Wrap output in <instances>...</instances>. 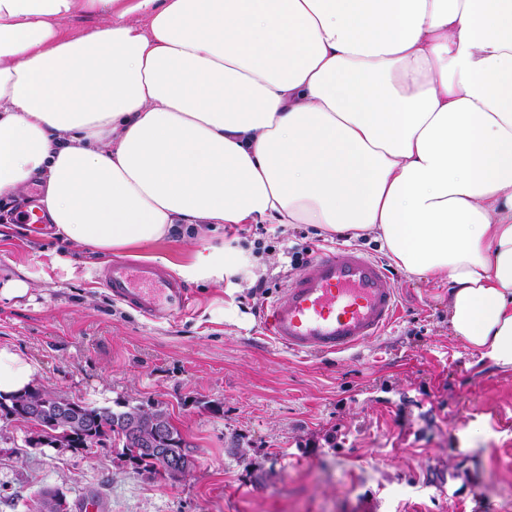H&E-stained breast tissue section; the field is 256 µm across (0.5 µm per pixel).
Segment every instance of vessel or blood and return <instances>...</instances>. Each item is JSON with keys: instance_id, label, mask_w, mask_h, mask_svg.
Returning <instances> with one entry per match:
<instances>
[{"instance_id": "obj_1", "label": "vessel or blood", "mask_w": 512, "mask_h": 512, "mask_svg": "<svg viewBox=\"0 0 512 512\" xmlns=\"http://www.w3.org/2000/svg\"><path fill=\"white\" fill-rule=\"evenodd\" d=\"M113 298L163 321L189 300L184 284L152 263L118 261L99 274ZM399 314L397 290L384 264L353 247L322 252L273 302L271 335L296 353L335 355L384 332Z\"/></svg>"}]
</instances>
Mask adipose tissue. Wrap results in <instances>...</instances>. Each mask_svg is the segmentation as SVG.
<instances>
[{
  "instance_id": "adipose-tissue-1",
  "label": "adipose tissue",
  "mask_w": 512,
  "mask_h": 512,
  "mask_svg": "<svg viewBox=\"0 0 512 512\" xmlns=\"http://www.w3.org/2000/svg\"><path fill=\"white\" fill-rule=\"evenodd\" d=\"M102 24L77 38L76 13ZM105 256L195 224H313L446 277L512 367V0H0V197ZM253 248L191 281L252 283ZM35 366L0 348V395Z\"/></svg>"
}]
</instances>
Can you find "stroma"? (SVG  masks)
I'll return each instance as SVG.
<instances>
[{
    "label": "stroma",
    "mask_w": 512,
    "mask_h": 512,
    "mask_svg": "<svg viewBox=\"0 0 512 512\" xmlns=\"http://www.w3.org/2000/svg\"><path fill=\"white\" fill-rule=\"evenodd\" d=\"M0 200V346L34 363L32 385L97 407L167 411L193 459L181 477L135 467L121 447L88 454L30 445L0 420V512H36L45 489L103 512H512V368L483 360L448 325V282L406 273L370 238L311 224L199 225L104 259L36 238ZM261 241L267 297L188 282L185 314L155 322L96 279L109 260L190 263L231 239ZM354 246L387 263L403 312L379 337L330 359L288 352L262 313L295 276L289 252Z\"/></svg>",
    "instance_id": "1"
}]
</instances>
